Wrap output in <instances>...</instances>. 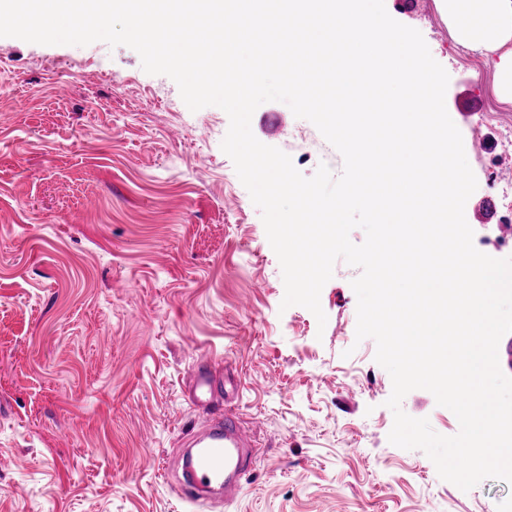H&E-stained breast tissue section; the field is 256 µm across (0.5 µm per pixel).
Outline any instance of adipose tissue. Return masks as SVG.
I'll return each mask as SVG.
<instances>
[{"label":"adipose tissue","instance_id":"adipose-tissue-1","mask_svg":"<svg viewBox=\"0 0 512 512\" xmlns=\"http://www.w3.org/2000/svg\"><path fill=\"white\" fill-rule=\"evenodd\" d=\"M454 41L494 69L497 99L512 103V0H436Z\"/></svg>","mask_w":512,"mask_h":512}]
</instances>
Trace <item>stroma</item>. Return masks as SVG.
Segmentation results:
<instances>
[{"instance_id":"35a3bbf8","label":"stroma","mask_w":512,"mask_h":512,"mask_svg":"<svg viewBox=\"0 0 512 512\" xmlns=\"http://www.w3.org/2000/svg\"><path fill=\"white\" fill-rule=\"evenodd\" d=\"M384 3L449 75L446 109L477 180L465 218L475 247L501 255V224L477 213L512 104L435 0ZM228 127L127 46L0 37V512H506V481L465 492L389 442L392 380L374 339L356 337L360 268L335 262L326 325L282 308L261 211L221 148ZM251 129L304 176L343 170L285 103L260 105ZM208 356L258 440L228 500L189 499L175 478L185 433L209 416L189 394ZM401 407L459 430L427 390Z\"/></svg>"}]
</instances>
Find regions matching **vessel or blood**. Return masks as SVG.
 <instances>
[{
  "label": "vessel or blood",
  "instance_id": "obj_1",
  "mask_svg": "<svg viewBox=\"0 0 512 512\" xmlns=\"http://www.w3.org/2000/svg\"><path fill=\"white\" fill-rule=\"evenodd\" d=\"M217 362L195 366L191 372V398L205 405L214 395ZM255 433L240 421L233 410L211 416L203 432L192 434L183 456L182 488L186 496L196 497L199 488L218 487L233 492L247 469Z\"/></svg>",
  "mask_w": 512,
  "mask_h": 512
}]
</instances>
